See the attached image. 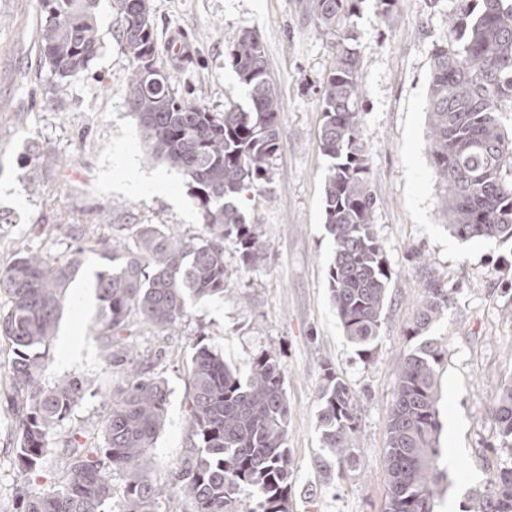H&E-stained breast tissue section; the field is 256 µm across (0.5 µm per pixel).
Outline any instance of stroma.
Segmentation results:
<instances>
[{
	"instance_id": "stroma-1",
	"label": "stroma",
	"mask_w": 512,
	"mask_h": 512,
	"mask_svg": "<svg viewBox=\"0 0 512 512\" xmlns=\"http://www.w3.org/2000/svg\"><path fill=\"white\" fill-rule=\"evenodd\" d=\"M306 0H150L157 57L170 69L178 94H193L207 109L249 107L247 90L225 65L238 34H259L281 99L283 147L266 188L244 192L239 206L268 245L266 258L243 272L234 241L224 243L229 277L220 296L191 300L175 331L135 325L133 363L163 377L170 397L165 425L151 450L155 485L170 482L189 438L188 368L196 344L248 371L261 352L277 356L291 406L287 448L295 482L291 512H383L387 471L385 427L396 370L423 341L441 346L440 464L437 512L467 505L505 463L492 405L512 381V244L453 236L439 209L442 186L432 173L426 104L433 52L447 45L454 0H397L383 19L375 0H363L353 19L359 56L362 137L377 199L373 230L384 248L390 284L377 346L359 359L332 304L328 268L333 242L323 214L330 160L319 145L320 99L336 39L318 28ZM115 0H99L101 47L65 91L49 95L54 78L37 40L38 0H0V271L19 251L53 261L70 258L72 228L95 247L66 292L43 379L84 381L82 399L48 435L49 452L31 477L52 490L61 450L73 434L102 443L112 399L127 371L108 362L98 325L94 282L104 246L132 244L139 224L184 237L201 235L196 201L177 169L149 161L137 120L125 104L133 63L119 37ZM54 166L35 168L43 156ZM158 173L161 193L136 196L127 183ZM438 281L448 306L421 335H411L425 300L423 285ZM13 358L0 338V512H18L19 429L7 403ZM351 389L357 407L353 462L319 465L318 389L323 365Z\"/></svg>"
}]
</instances>
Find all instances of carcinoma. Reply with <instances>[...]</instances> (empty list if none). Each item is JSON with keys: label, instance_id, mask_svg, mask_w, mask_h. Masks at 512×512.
<instances>
[{"label": "carcinoma", "instance_id": "obj_1", "mask_svg": "<svg viewBox=\"0 0 512 512\" xmlns=\"http://www.w3.org/2000/svg\"><path fill=\"white\" fill-rule=\"evenodd\" d=\"M363 0H309L318 27L336 36L333 67L321 94L320 149L332 163L323 197L324 220L333 237L328 271L330 293L344 336L364 358L376 348L390 276L383 247L373 231L375 198L362 141L359 59L352 46V18ZM120 44L134 63L126 104L138 119L147 159L178 168L193 191L203 226L184 239L154 224H139L137 251L112 245L109 265L96 274L106 347L124 362L128 317L170 330L186 314L188 301L224 294L228 271L224 241L232 239L243 270L255 266L268 247L237 206L243 192L271 181V163L283 146L281 100L274 89L260 37L245 30L225 62L245 85L248 109L212 112L197 98L176 95L173 77L156 56L153 19L143 0H116ZM449 44L433 53L426 110L430 162L443 185L440 207L448 229L461 239L512 242V136L499 112L512 107V3L455 0ZM38 42L44 63L58 78L53 93L88 68L100 49L97 0H40ZM85 248L55 263L20 253L0 272V293L10 298L0 314V335L13 352L11 409L19 416L18 462L24 475L40 470L47 435L82 398L77 377L52 387L41 382L44 361L65 293L82 266ZM411 332L420 334L440 318L448 289L425 287ZM441 347L430 341L398 368L386 424L388 482L384 512H435L442 477V424L438 368ZM318 420L325 457L352 462L358 394L324 366ZM189 449L173 467L171 488L193 503L192 512H289L293 470L287 448L290 404L279 360L260 353L246 374L202 345L188 369ZM170 392L164 378L134 375L112 400L103 447L72 438L64 449V481L49 492L19 491L20 512H105L112 498L111 472L125 476L118 512H158L166 490L150 482V448L163 428ZM500 447L512 454V381L494 400ZM467 512H512V465L500 468L488 486L471 495Z\"/></svg>", "mask_w": 512, "mask_h": 512}]
</instances>
